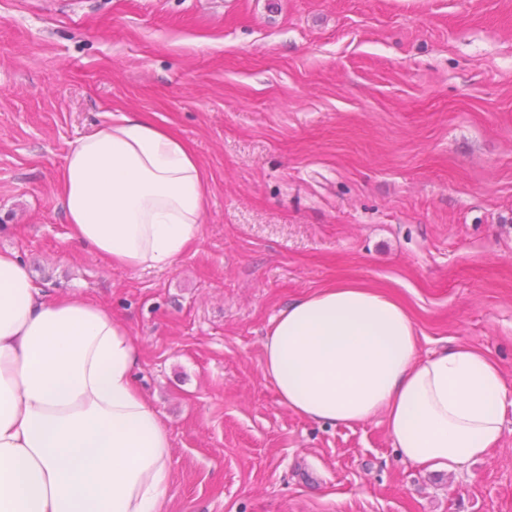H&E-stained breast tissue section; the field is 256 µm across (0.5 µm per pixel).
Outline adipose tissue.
Listing matches in <instances>:
<instances>
[{
  "instance_id": "1",
  "label": "adipose tissue",
  "mask_w": 512,
  "mask_h": 512,
  "mask_svg": "<svg viewBox=\"0 0 512 512\" xmlns=\"http://www.w3.org/2000/svg\"><path fill=\"white\" fill-rule=\"evenodd\" d=\"M208 186L155 112H117L76 139L58 178L68 236L129 270L175 264L199 237ZM263 372L306 420L379 416L404 460L453 473L501 441L512 386L481 349L424 356L406 305L340 279L279 311ZM140 347L103 304L51 298L0 252V512H163L171 439L138 389Z\"/></svg>"
}]
</instances>
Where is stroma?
Wrapping results in <instances>:
<instances>
[{"label": "stroma", "instance_id": "stroma-1", "mask_svg": "<svg viewBox=\"0 0 512 512\" xmlns=\"http://www.w3.org/2000/svg\"><path fill=\"white\" fill-rule=\"evenodd\" d=\"M157 112L208 181L167 267L68 237L57 184L105 110ZM109 306L168 428L167 512H512V414L456 473L382 418L302 419L262 372L278 312L341 278L402 299L428 355L512 382V0H0V250Z\"/></svg>", "mask_w": 512, "mask_h": 512}]
</instances>
